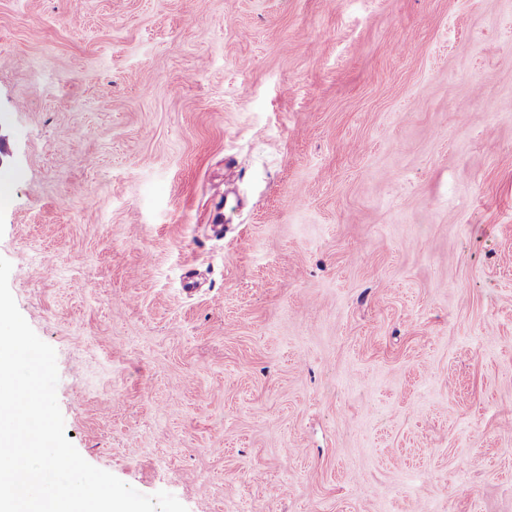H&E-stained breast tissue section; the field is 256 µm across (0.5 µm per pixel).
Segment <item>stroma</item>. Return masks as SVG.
Masks as SVG:
<instances>
[{
  "label": "stroma",
  "instance_id": "obj_1",
  "mask_svg": "<svg viewBox=\"0 0 512 512\" xmlns=\"http://www.w3.org/2000/svg\"><path fill=\"white\" fill-rule=\"evenodd\" d=\"M0 171L91 465L512 512V0H0Z\"/></svg>",
  "mask_w": 512,
  "mask_h": 512
}]
</instances>
